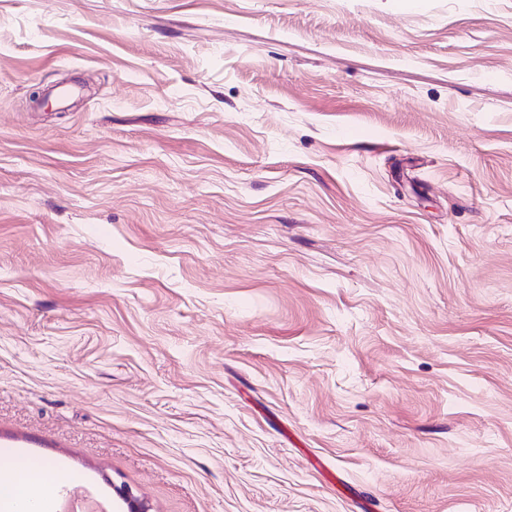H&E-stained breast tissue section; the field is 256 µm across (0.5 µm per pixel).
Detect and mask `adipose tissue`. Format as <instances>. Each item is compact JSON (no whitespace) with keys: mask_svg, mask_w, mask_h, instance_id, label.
Listing matches in <instances>:
<instances>
[{"mask_svg":"<svg viewBox=\"0 0 512 512\" xmlns=\"http://www.w3.org/2000/svg\"><path fill=\"white\" fill-rule=\"evenodd\" d=\"M54 469L42 466L33 475L22 473L18 464L0 463V512H49Z\"/></svg>","mask_w":512,"mask_h":512,"instance_id":"ef3b65f1","label":"adipose tissue"}]
</instances>
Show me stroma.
Here are the masks:
<instances>
[{
	"instance_id": "stroma-1",
	"label": "stroma",
	"mask_w": 512,
	"mask_h": 512,
	"mask_svg": "<svg viewBox=\"0 0 512 512\" xmlns=\"http://www.w3.org/2000/svg\"><path fill=\"white\" fill-rule=\"evenodd\" d=\"M2 456L512 512V0H0Z\"/></svg>"
}]
</instances>
